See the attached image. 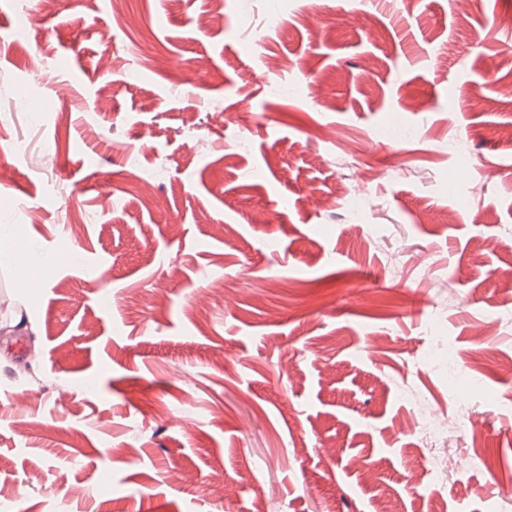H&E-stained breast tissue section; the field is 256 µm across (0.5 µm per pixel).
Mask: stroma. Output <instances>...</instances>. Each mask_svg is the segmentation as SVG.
Listing matches in <instances>:
<instances>
[{"mask_svg":"<svg viewBox=\"0 0 512 512\" xmlns=\"http://www.w3.org/2000/svg\"><path fill=\"white\" fill-rule=\"evenodd\" d=\"M127 6L0 0V225L53 258L34 290L0 267V492L429 512L449 456L448 512H488L512 487V322L483 332L512 302V0H225L207 31L212 0ZM364 171L354 212L336 187ZM414 399L457 422L434 449Z\"/></svg>","mask_w":512,"mask_h":512,"instance_id":"35a3bbf8","label":"stroma"}]
</instances>
